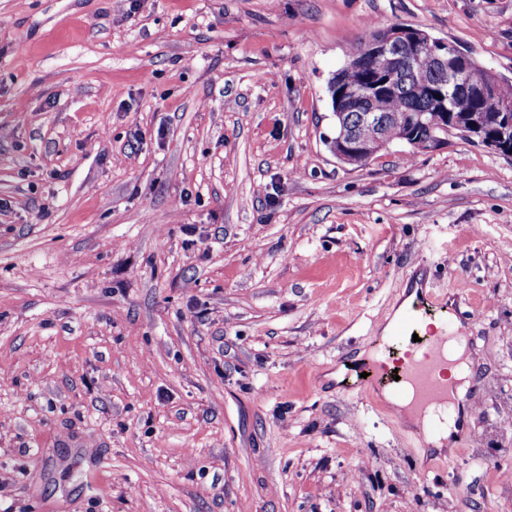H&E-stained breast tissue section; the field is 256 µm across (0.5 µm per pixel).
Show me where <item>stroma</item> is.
Wrapping results in <instances>:
<instances>
[{
	"label": "stroma",
	"instance_id": "stroma-1",
	"mask_svg": "<svg viewBox=\"0 0 512 512\" xmlns=\"http://www.w3.org/2000/svg\"><path fill=\"white\" fill-rule=\"evenodd\" d=\"M400 23L512 80V0H0V512H512V156L328 147ZM419 276L440 452L357 359ZM457 412L452 411L451 415L448 416L446 423H444L440 429L434 432L429 439V443L438 451L443 450L448 444L451 446L458 439L457 434L462 430V423H456Z\"/></svg>",
	"mask_w": 512,
	"mask_h": 512
}]
</instances>
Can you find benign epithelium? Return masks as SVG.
<instances>
[{
  "label": "benign epithelium",
  "instance_id": "benign-epithelium-1",
  "mask_svg": "<svg viewBox=\"0 0 512 512\" xmlns=\"http://www.w3.org/2000/svg\"><path fill=\"white\" fill-rule=\"evenodd\" d=\"M424 50L429 52L433 59V71L430 74L421 73L415 77L413 94L419 96L430 93L433 77L443 79V88L453 87L463 91H472L477 94L485 92L487 87L488 70L479 67L472 55L460 50L456 45H448L445 40L430 37L426 32L415 27L395 24L383 30L370 33L363 40V48L359 55L345 62L349 67L365 70L371 66L375 68L380 80L372 83L371 78L362 77L361 82L352 85H336L335 102L340 107L336 114L343 119L346 112L361 114L360 123L371 124L377 127L382 148H387L394 140L387 125L379 121L378 116L370 109L371 97L374 89L387 87L392 90L398 88L397 76L408 68L413 55ZM453 52L456 63L448 66V52ZM501 123L504 131L495 139L484 137L480 122L475 116L455 117L451 124L443 123L439 131L427 138L418 137L413 132L401 135L403 142L408 144L416 153H432L438 148L448 144V134L462 131L472 141H480L486 146L503 154L512 153V114H503ZM340 133L330 139V145L336 158L355 168L364 167L371 161L366 154L356 131L340 123Z\"/></svg>",
  "mask_w": 512,
  "mask_h": 512
}]
</instances>
